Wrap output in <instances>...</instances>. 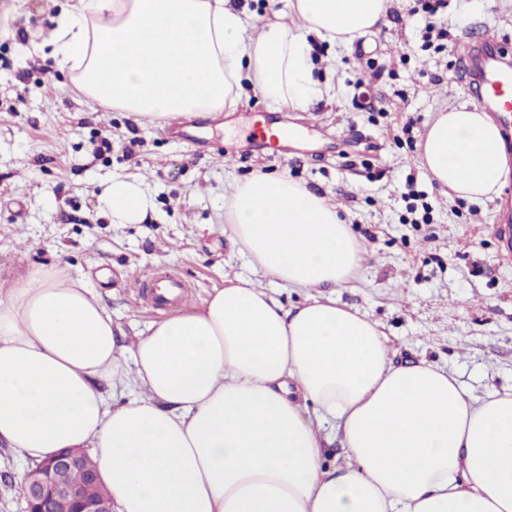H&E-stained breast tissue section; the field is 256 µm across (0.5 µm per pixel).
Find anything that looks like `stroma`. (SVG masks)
Wrapping results in <instances>:
<instances>
[{
    "label": "stroma",
    "instance_id": "35a3bbf8",
    "mask_svg": "<svg viewBox=\"0 0 512 512\" xmlns=\"http://www.w3.org/2000/svg\"><path fill=\"white\" fill-rule=\"evenodd\" d=\"M77 0H0V290L29 272L58 268L83 279L127 340L168 316L143 282L149 271L184 285L185 311L226 280L256 277L224 232L237 183L283 174L322 193L345 215L363 261L341 303L378 321L395 360L456 372L473 395L512 386V258L496 229L512 198H450L418 165L436 112L475 106L463 44L498 28L512 38V0H448L442 50L425 46L416 0H392L390 23L352 49L313 40L329 96L296 112L245 91L234 111L180 123L89 107L40 46ZM291 122L277 152L242 141ZM409 137H402V130ZM138 179L154 200L139 224H115L99 207L112 178ZM427 203L415 224L407 206ZM33 461L0 444V512H22L20 483Z\"/></svg>",
    "mask_w": 512,
    "mask_h": 512
}]
</instances>
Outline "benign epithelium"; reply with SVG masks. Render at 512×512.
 <instances>
[{
    "instance_id": "7a95c632",
    "label": "benign epithelium",
    "mask_w": 512,
    "mask_h": 512,
    "mask_svg": "<svg viewBox=\"0 0 512 512\" xmlns=\"http://www.w3.org/2000/svg\"><path fill=\"white\" fill-rule=\"evenodd\" d=\"M88 467L87 454L79 449L61 450L38 462L21 483L25 512H112L95 492L99 473L91 475V484L72 480L74 472Z\"/></svg>"
}]
</instances>
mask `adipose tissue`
Wrapping results in <instances>:
<instances>
[{"mask_svg": "<svg viewBox=\"0 0 512 512\" xmlns=\"http://www.w3.org/2000/svg\"><path fill=\"white\" fill-rule=\"evenodd\" d=\"M389 3L290 0L291 26L229 0H79L47 44L92 101L149 122L218 116L247 83L306 112L325 94L311 38L351 47ZM418 160L465 200L508 174L497 125L465 106L437 114ZM100 199L116 224L154 206L122 178ZM224 221L265 277L307 291L301 306L238 277L127 345L82 280L33 271L0 298V443L36 461L93 449L112 512H512V387L477 397L452 371L396 364L377 322L327 296L362 260L337 206L261 175ZM105 383L138 394L109 405ZM334 435L346 452L328 466Z\"/></svg>", "mask_w": 512, "mask_h": 512, "instance_id": "adipose-tissue-1", "label": "adipose tissue"}]
</instances>
